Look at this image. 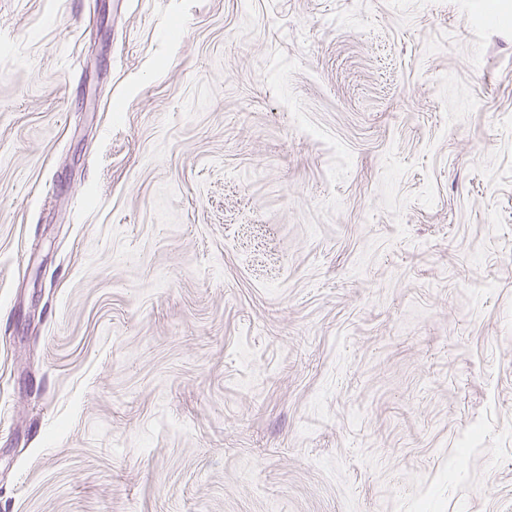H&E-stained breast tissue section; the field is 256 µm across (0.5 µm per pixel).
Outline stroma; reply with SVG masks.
Wrapping results in <instances>:
<instances>
[{
	"label": "stroma",
	"instance_id": "35a3bbf8",
	"mask_svg": "<svg viewBox=\"0 0 512 512\" xmlns=\"http://www.w3.org/2000/svg\"><path fill=\"white\" fill-rule=\"evenodd\" d=\"M0 512H512V0H0Z\"/></svg>",
	"mask_w": 512,
	"mask_h": 512
}]
</instances>
